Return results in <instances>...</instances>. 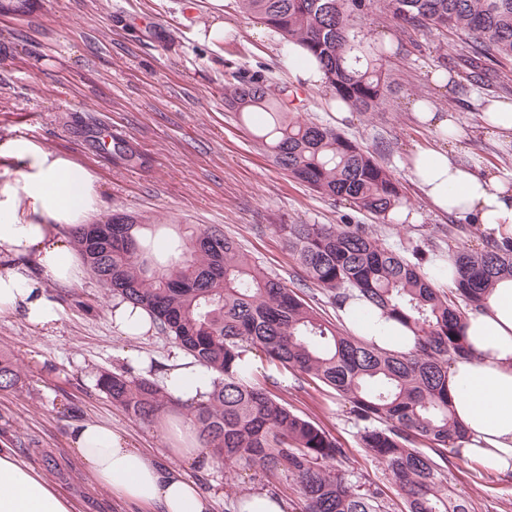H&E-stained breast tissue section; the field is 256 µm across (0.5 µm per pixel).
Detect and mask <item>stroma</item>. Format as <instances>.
I'll return each instance as SVG.
<instances>
[{"label":"stroma","instance_id":"1","mask_svg":"<svg viewBox=\"0 0 512 512\" xmlns=\"http://www.w3.org/2000/svg\"><path fill=\"white\" fill-rule=\"evenodd\" d=\"M224 21L223 41L212 44L199 36L211 23L208 0H26L20 10L13 0H0V185L24 169L2 145L34 140L94 175L101 198L96 223L119 212L158 224L220 227L333 322L335 307L305 281L277 225L365 224L386 245H420L428 261L481 247L482 230L449 236L452 216L432 210L409 174L411 154L434 137L410 103L422 99L457 115L463 135L453 149L461 161L512 171V143L488 137L480 119L483 97L512 101L499 77L464 95L438 89L428 70L447 60V37L403 32L376 5L356 25L386 48L385 99L375 111L354 110L339 121L328 109L334 89L299 84L261 19L240 12L237 0H224ZM235 76L292 90L303 118L336 128L369 151L399 179L416 223L321 197L277 167L224 106V83ZM95 130L125 135L146 166H114L110 151L92 138ZM48 295L61 311L48 334L31 330L22 313L0 315V348L22 371L18 389L0 391V448L39 468L76 512H152L117 500L78 467L70 437L87 420L125 430L135 447L180 469L212 497V512H231V493L262 490L260 479L220 459L199 466L182 460L170 449L165 423H140L97 389L106 369L160 379L178 352L172 339L156 330L138 338L117 332L108 316L113 296L93 274L49 287ZM131 349L145 356V365L125 359ZM278 393L292 410L356 448L345 400L289 374L279 378ZM448 478L476 512H512V471L453 457Z\"/></svg>","mask_w":512,"mask_h":512}]
</instances>
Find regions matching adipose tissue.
I'll use <instances>...</instances> for the list:
<instances>
[{
    "mask_svg": "<svg viewBox=\"0 0 512 512\" xmlns=\"http://www.w3.org/2000/svg\"><path fill=\"white\" fill-rule=\"evenodd\" d=\"M7 151L24 159L25 169L14 183L0 186V249L34 255L42 274L0 268V315L21 312L33 330L45 333L61 319L48 284L71 285L85 274L73 233L92 223L100 193L92 174L67 155L26 138L10 141ZM409 169L435 210L480 225L496 242L512 241V171L458 163L441 142L415 151ZM340 315L355 335L377 347L396 353L415 347L411 327L379 312L364 315L359 300H348ZM463 331L468 355L448 367V393L466 432L461 453L512 471V278L496 281L481 310L466 317ZM212 382L206 368L179 358L167 371L164 388L191 405L207 397ZM71 444L85 469L118 500L160 512H211L209 496L178 469L134 447L112 424L81 422L72 430ZM0 512H73V505L34 467L0 448Z\"/></svg>",
    "mask_w": 512,
    "mask_h": 512,
    "instance_id": "adipose-tissue-1",
    "label": "adipose tissue"
}]
</instances>
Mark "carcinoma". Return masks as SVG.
<instances>
[{
    "instance_id": "1",
    "label": "carcinoma",
    "mask_w": 512,
    "mask_h": 512,
    "mask_svg": "<svg viewBox=\"0 0 512 512\" xmlns=\"http://www.w3.org/2000/svg\"><path fill=\"white\" fill-rule=\"evenodd\" d=\"M286 43L301 45L328 74L336 97L359 112L384 100L381 55L365 49L354 21L373 0H238ZM405 28L457 35L448 44L466 84L482 83L512 60V0H387ZM224 103L244 123L264 121L254 137L281 169L312 190L345 199L377 217L403 204L393 172L335 129L306 121L289 90L264 79L233 77ZM112 164L142 165L130 140L112 136ZM278 230L306 280L341 309L357 295L409 324L417 347L385 351L342 333L317 308L253 262L218 227L179 235L166 252L153 224L124 214L90 224L74 243L89 270L113 295L148 310L160 333L213 374V390L189 407L201 447L230 467L252 470L272 497L292 480L295 512H391L365 489L350 450L297 414L275 393L272 371L319 382L350 403L361 455L383 467L403 500L400 512H475L448 481V450L465 430L448 395V362L466 355L463 326L494 282L512 276V242L456 252L458 278L436 287L421 268L419 246L395 250L364 224H281ZM248 351L261 364L242 361ZM21 374L0 352V390ZM98 389L136 420L154 422L175 401L149 377L104 372Z\"/></svg>"
}]
</instances>
